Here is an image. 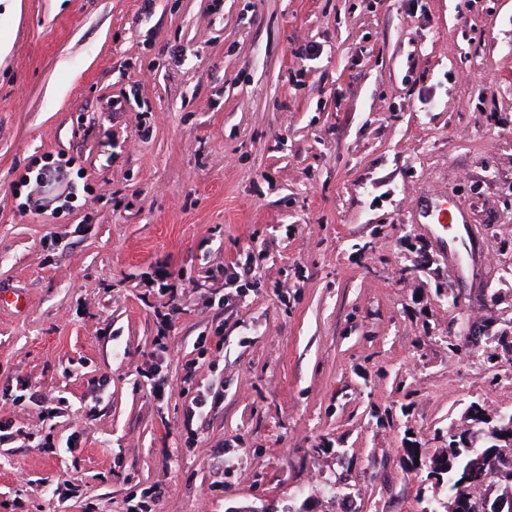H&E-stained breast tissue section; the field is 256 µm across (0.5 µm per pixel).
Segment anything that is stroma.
Returning <instances> with one entry per match:
<instances>
[{"label": "stroma", "mask_w": 512, "mask_h": 512, "mask_svg": "<svg viewBox=\"0 0 512 512\" xmlns=\"http://www.w3.org/2000/svg\"><path fill=\"white\" fill-rule=\"evenodd\" d=\"M142 5L0 0V512H446L432 457L512 410L448 349L512 336V0ZM48 165L49 164H45L39 169V171L36 175V181H38L39 176H41L42 174L45 175V174L50 173L53 176L55 183H64L65 184L64 191L60 195H58L56 198L61 197L64 194V192L67 191L66 194L64 195V201L67 202V200H65V199L71 197L72 195L74 196L75 191H77V188H78V184L75 182L74 178H72L73 173L70 172V169L73 168L71 166L72 161L69 159L65 160L64 162L59 160V163L57 165L52 166V168L44 169V167H46ZM42 171H44V172H42Z\"/></svg>", "instance_id": "stroma-1"}]
</instances>
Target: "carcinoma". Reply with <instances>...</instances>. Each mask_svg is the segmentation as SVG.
Instances as JSON below:
<instances>
[{"label":"carcinoma","mask_w":512,"mask_h":512,"mask_svg":"<svg viewBox=\"0 0 512 512\" xmlns=\"http://www.w3.org/2000/svg\"><path fill=\"white\" fill-rule=\"evenodd\" d=\"M432 472L446 482L448 512H457L460 499L471 502L472 512H512V428L498 432L489 428H461L448 434V448L433 457ZM485 484L488 492L476 497L475 488Z\"/></svg>","instance_id":"cac0c4a2"}]
</instances>
